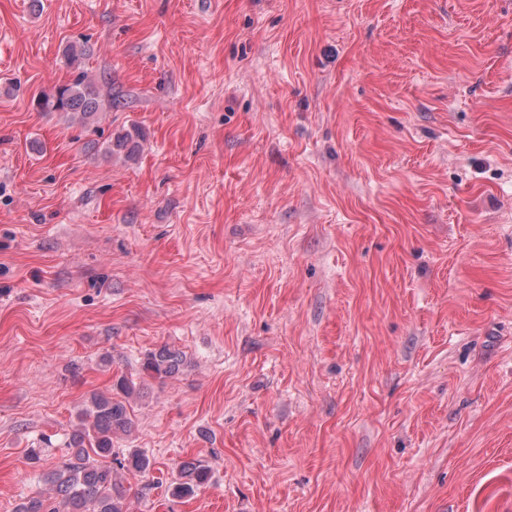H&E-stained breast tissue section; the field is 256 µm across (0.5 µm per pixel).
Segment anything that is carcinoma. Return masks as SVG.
I'll return each mask as SVG.
<instances>
[{"mask_svg":"<svg viewBox=\"0 0 512 512\" xmlns=\"http://www.w3.org/2000/svg\"><path fill=\"white\" fill-rule=\"evenodd\" d=\"M39 104L45 112H79L84 116L100 108L97 91L83 76L43 95ZM182 363L180 351L163 346L145 355L142 370L155 378H165L176 373ZM113 389L118 396H92L91 407L78 415L79 423L70 437L73 454L46 473L55 497H30L16 512H126V489L117 479L115 468L145 474L151 461L138 448L129 449L121 459L114 451L113 438L128 433L132 427L127 399L134 394L135 384L121 376ZM179 473L180 480L168 486L169 494L175 498L194 495L210 480L208 467L199 462L182 465Z\"/></svg>","mask_w":512,"mask_h":512,"instance_id":"1","label":"carcinoma"}]
</instances>
